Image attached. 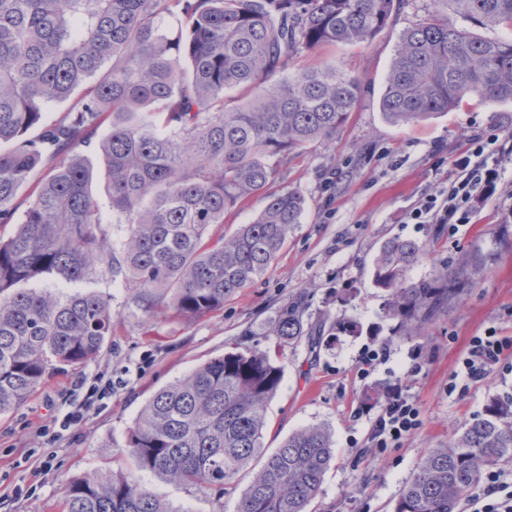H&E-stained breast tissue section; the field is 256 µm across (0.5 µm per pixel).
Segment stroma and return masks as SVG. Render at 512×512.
Returning a JSON list of instances; mask_svg holds the SVG:
<instances>
[{"mask_svg":"<svg viewBox=\"0 0 512 512\" xmlns=\"http://www.w3.org/2000/svg\"><path fill=\"white\" fill-rule=\"evenodd\" d=\"M432 18L483 38L512 36L453 14L444 0H394L387 27L368 43L325 46L289 61L292 74L335 62L359 78L362 93L333 138L286 155L280 186L305 197L301 222L266 272L225 300L223 309L191 320L169 313L150 319L130 302L122 281L104 275L80 283V290L110 300L112 337L91 361L53 374L24 406L0 417V512H59L70 481L95 471L132 473L127 432L153 393L233 347H273V328L294 305L305 326L351 322L360 328L320 354L302 342L284 347L279 359L283 379L267 405L264 447L277 448L289 434L322 425L335 448L311 512H393L428 449L447 444L490 397L512 394V372L501 370L448 389L471 337L490 327L512 336V104L495 107L473 98L447 115L403 125L387 123L379 108L401 34ZM474 135L494 138L501 150L494 193L466 204L455 223H414L411 212L448 187L454 162ZM389 238L428 243V254L410 272L415 279L457 267L465 253L484 266L462 301L433 319L426 337H394L393 321L382 315L371 267ZM382 344L386 360L362 376V353ZM97 376L111 380V397L44 445L38 426L76 407L85 394L80 379ZM399 379L421 410L422 426L397 447L366 453L378 406L360 396ZM42 458L47 466L37 467ZM142 480L175 512H235L246 488L241 481L219 496L147 473Z\"/></svg>","mask_w":512,"mask_h":512,"instance_id":"1","label":"stroma"}]
</instances>
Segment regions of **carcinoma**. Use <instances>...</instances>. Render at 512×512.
<instances>
[{
  "mask_svg": "<svg viewBox=\"0 0 512 512\" xmlns=\"http://www.w3.org/2000/svg\"><path fill=\"white\" fill-rule=\"evenodd\" d=\"M449 2L512 29V0ZM392 8L393 0H0V144H10L0 152V224L16 223L0 239L1 416L50 373L94 358L112 335L108 298L58 287L108 274L133 285L145 316L193 319L223 308L271 265L306 208L301 193L278 188L285 155L335 136L361 92L332 63L288 76V61L371 40ZM84 86L45 122L49 104ZM474 97L512 103V39L480 38L446 18L402 34L380 98L386 120L426 121ZM91 144L112 213L126 225L117 240L78 153ZM255 196L265 205L251 223L212 237L225 212ZM427 252L425 242L392 238L373 262L383 315L402 337L427 336L483 272L465 256L455 270L409 278ZM355 333L338 323L307 337L295 305L274 328L284 343L307 339L313 353ZM281 381L266 352L244 347L160 388L128 434L137 470L219 493L244 473L236 512H310L333 442L313 425L266 453V408ZM500 462H512V396L491 397L479 418L429 449L394 512H461L482 471ZM62 512L175 510L137 477L94 472L65 487Z\"/></svg>",
  "mask_w": 512,
  "mask_h": 512,
  "instance_id": "obj_1",
  "label": "carcinoma"
}]
</instances>
